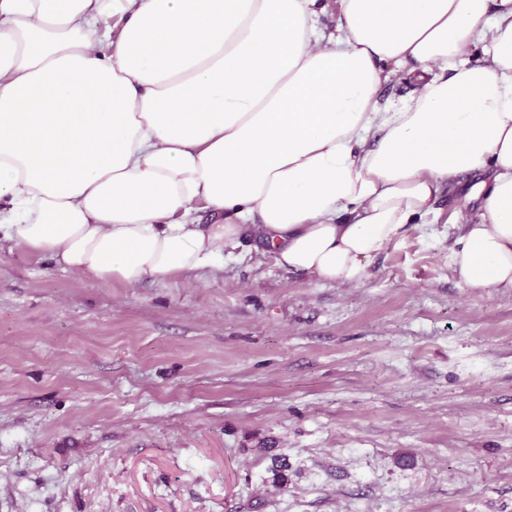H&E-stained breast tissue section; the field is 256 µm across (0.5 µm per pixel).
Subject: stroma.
Returning a JSON list of instances; mask_svg holds the SVG:
<instances>
[{"label":"stroma","instance_id":"1","mask_svg":"<svg viewBox=\"0 0 512 512\" xmlns=\"http://www.w3.org/2000/svg\"><path fill=\"white\" fill-rule=\"evenodd\" d=\"M472 182L352 285L251 240L132 286L1 240L0 512H512V291L449 261Z\"/></svg>","mask_w":512,"mask_h":512}]
</instances>
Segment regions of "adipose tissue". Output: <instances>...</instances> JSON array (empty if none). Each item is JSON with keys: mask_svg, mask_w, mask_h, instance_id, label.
<instances>
[{"mask_svg": "<svg viewBox=\"0 0 512 512\" xmlns=\"http://www.w3.org/2000/svg\"><path fill=\"white\" fill-rule=\"evenodd\" d=\"M392 65L421 87L383 112ZM486 170L451 266L512 290V0H0V236L62 268L132 285L251 236L357 284Z\"/></svg>", "mask_w": 512, "mask_h": 512, "instance_id": "ef3b65f1", "label": "adipose tissue"}]
</instances>
